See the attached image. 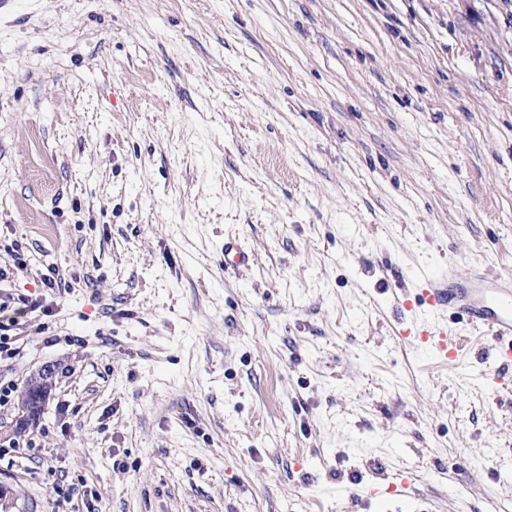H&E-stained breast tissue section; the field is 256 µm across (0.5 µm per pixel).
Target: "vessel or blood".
I'll return each mask as SVG.
<instances>
[{
	"mask_svg": "<svg viewBox=\"0 0 512 512\" xmlns=\"http://www.w3.org/2000/svg\"><path fill=\"white\" fill-rule=\"evenodd\" d=\"M406 280L415 289L413 297L401 300L410 310L423 307L426 317L403 328L405 338L425 343L441 360H455L462 348L492 352L504 366H512V272H491L473 267L460 273L455 266L439 269L410 268ZM472 329L466 341L448 332L449 320ZM495 348H488V341Z\"/></svg>",
	"mask_w": 512,
	"mask_h": 512,
	"instance_id": "1",
	"label": "vessel or blood"
}]
</instances>
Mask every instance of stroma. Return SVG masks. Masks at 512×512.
Returning a JSON list of instances; mask_svg holds the SVG:
<instances>
[{
	"instance_id": "stroma-1",
	"label": "stroma",
	"mask_w": 512,
	"mask_h": 512,
	"mask_svg": "<svg viewBox=\"0 0 512 512\" xmlns=\"http://www.w3.org/2000/svg\"><path fill=\"white\" fill-rule=\"evenodd\" d=\"M472 262L512 268V0H15L9 376L54 374L0 512L512 508V370L399 333L392 270Z\"/></svg>"
}]
</instances>
